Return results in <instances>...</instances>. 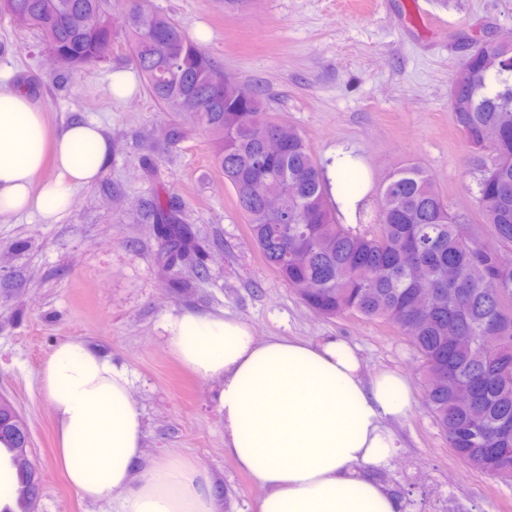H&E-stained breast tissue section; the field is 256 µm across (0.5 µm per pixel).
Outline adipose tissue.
Segmentation results:
<instances>
[{
  "instance_id": "ef3b65f1",
  "label": "adipose tissue",
  "mask_w": 512,
  "mask_h": 512,
  "mask_svg": "<svg viewBox=\"0 0 512 512\" xmlns=\"http://www.w3.org/2000/svg\"><path fill=\"white\" fill-rule=\"evenodd\" d=\"M111 158L98 122L75 118L50 129L32 92L0 78V217L56 221ZM349 167L346 153H328V191L351 218L360 197L348 189ZM161 327L171 354L216 382L224 450L263 487L258 512H401L376 472L401 446L393 424L413 404L405 376L382 369L365 377L357 346L340 336L257 341L247 322L222 311L173 310ZM39 380L57 461L82 498L111 501L113 512H216L209 475L188 460L142 465L143 416L124 364L69 338Z\"/></svg>"
}]
</instances>
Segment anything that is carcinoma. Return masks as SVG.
<instances>
[{
  "instance_id": "1",
  "label": "carcinoma",
  "mask_w": 512,
  "mask_h": 512,
  "mask_svg": "<svg viewBox=\"0 0 512 512\" xmlns=\"http://www.w3.org/2000/svg\"><path fill=\"white\" fill-rule=\"evenodd\" d=\"M0 11L28 16L50 54L68 60L73 74L105 61L112 42L109 0H0ZM132 61L149 94L167 112H186L207 132L214 163L237 196L253 241L265 262L315 313L324 317L353 315L380 320L411 337L426 372V400L448 447L468 462L475 448H512L502 435L512 423V267L504 252L512 250V53L490 67L462 62L464 83H452L450 112L478 172L476 202L491 243H484L451 212L428 172L417 163L396 168L380 187L385 211L375 213V229L361 231L339 221L327 191L324 168L303 136L273 122L253 91L221 80L222 70L182 26L148 9L143 0L126 17ZM178 44L173 58L162 39ZM502 130L495 143L479 132ZM285 141L277 156L259 155L261 141ZM494 178L497 195L483 194ZM277 195L283 216L261 206ZM168 269L205 268L197 257L189 229L179 222L174 202L157 194L149 204ZM302 251L305 263L296 265ZM365 258L377 269L373 279L357 272ZM431 288L427 307L412 299ZM468 336L469 345L452 353L448 337ZM495 348L485 347L487 338ZM478 377L484 386L468 402L459 387ZM30 433L14 406L0 399V443L10 453L16 474V503L0 512H31L40 484L28 456Z\"/></svg>"
}]
</instances>
